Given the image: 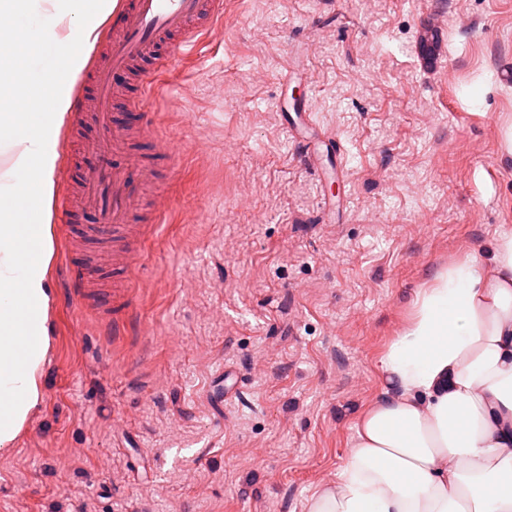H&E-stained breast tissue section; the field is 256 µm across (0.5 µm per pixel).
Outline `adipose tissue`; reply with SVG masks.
<instances>
[{"label":"adipose tissue","mask_w":512,"mask_h":512,"mask_svg":"<svg viewBox=\"0 0 512 512\" xmlns=\"http://www.w3.org/2000/svg\"><path fill=\"white\" fill-rule=\"evenodd\" d=\"M21 14L49 24L12 27L0 45V129L17 176L0 185L1 448L43 399L54 298L44 219L71 106L58 75L80 71L100 26L95 0H0L1 18ZM49 46L55 57L32 73ZM380 367L386 387L310 512H512V234L494 240L489 261L431 275Z\"/></svg>","instance_id":"1"}]
</instances>
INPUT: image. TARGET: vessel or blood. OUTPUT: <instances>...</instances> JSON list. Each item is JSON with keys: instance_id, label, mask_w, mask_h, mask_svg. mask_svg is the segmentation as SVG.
<instances>
[{"instance_id": "b4317fda", "label": "vessel or blood", "mask_w": 512, "mask_h": 512, "mask_svg": "<svg viewBox=\"0 0 512 512\" xmlns=\"http://www.w3.org/2000/svg\"><path fill=\"white\" fill-rule=\"evenodd\" d=\"M112 15V37L100 47L103 60L89 74V86H76L68 125L82 132L84 152L100 163L58 196L55 216L65 247L68 298L121 336L145 229L168 221L165 208L145 203L151 165L126 144L141 136L152 144L156 162L170 161L173 148L153 132L148 114L156 81L222 26L224 0H113ZM85 210L103 216V223H76Z\"/></svg>"}]
</instances>
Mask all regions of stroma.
I'll return each mask as SVG.
<instances>
[{
    "label": "stroma",
    "mask_w": 512,
    "mask_h": 512,
    "mask_svg": "<svg viewBox=\"0 0 512 512\" xmlns=\"http://www.w3.org/2000/svg\"><path fill=\"white\" fill-rule=\"evenodd\" d=\"M160 83L170 216L132 332L65 305L53 248L44 400L0 450V512H309L418 288L512 233V0H224Z\"/></svg>",
    "instance_id": "stroma-1"
}]
</instances>
